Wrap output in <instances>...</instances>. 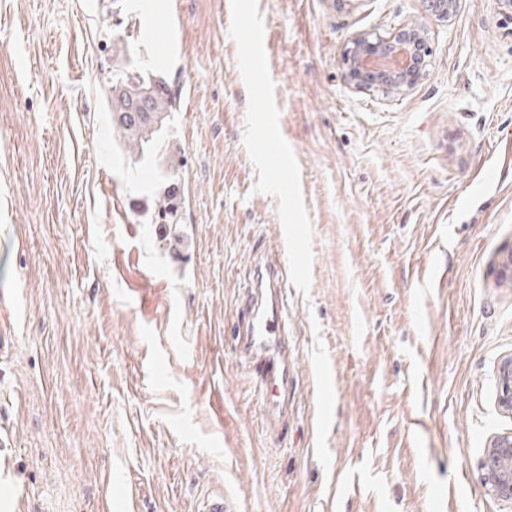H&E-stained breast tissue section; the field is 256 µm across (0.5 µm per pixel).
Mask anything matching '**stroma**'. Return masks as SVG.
I'll list each match as a JSON object with an SVG mask.
<instances>
[{"label":"stroma","instance_id":"obj_1","mask_svg":"<svg viewBox=\"0 0 512 512\" xmlns=\"http://www.w3.org/2000/svg\"><path fill=\"white\" fill-rule=\"evenodd\" d=\"M421 11L0 0V512H512L477 468L512 431V20L459 0L403 95L341 67ZM161 14L177 109L138 157L110 76ZM269 243L297 371L276 442L232 340ZM498 407L512 414V354L503 356L497 365Z\"/></svg>","mask_w":512,"mask_h":512}]
</instances>
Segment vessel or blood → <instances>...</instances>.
Masks as SVG:
<instances>
[{
    "mask_svg": "<svg viewBox=\"0 0 512 512\" xmlns=\"http://www.w3.org/2000/svg\"><path fill=\"white\" fill-rule=\"evenodd\" d=\"M288 263L277 245H266L253 257V272L244 287L235 332L258 391L273 397L287 388L291 378L288 361Z\"/></svg>",
    "mask_w": 512,
    "mask_h": 512,
    "instance_id": "vessel-or-blood-1",
    "label": "vessel or blood"
}]
</instances>
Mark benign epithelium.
Masks as SVG:
<instances>
[{
  "mask_svg": "<svg viewBox=\"0 0 512 512\" xmlns=\"http://www.w3.org/2000/svg\"><path fill=\"white\" fill-rule=\"evenodd\" d=\"M456 0H422L423 12L429 19L448 21ZM431 55L430 28L417 19L400 23L381 35L372 31H356L345 44L342 64L345 80L358 91H381L396 96L413 89L423 79ZM153 92L135 89L129 116L150 131L162 117L151 107ZM498 407L512 414V354L503 356L497 365ZM479 469L488 493L512 505V432L495 436L479 461Z\"/></svg>",
  "mask_w": 512,
  "mask_h": 512,
  "instance_id": "benign-epithelium-1",
  "label": "benign epithelium"
}]
</instances>
